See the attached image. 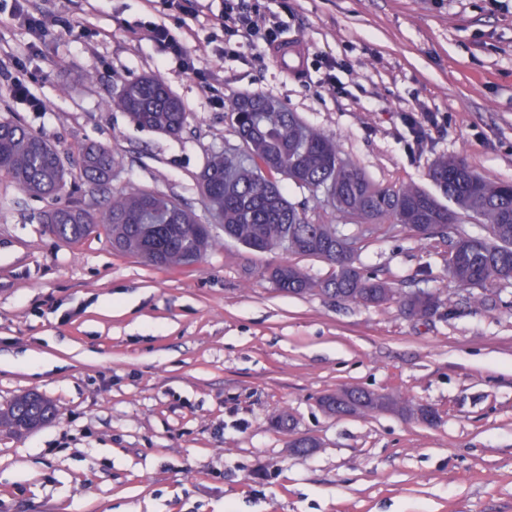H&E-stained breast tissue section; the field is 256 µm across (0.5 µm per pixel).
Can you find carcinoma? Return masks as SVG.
<instances>
[{"label":"carcinoma","mask_w":512,"mask_h":512,"mask_svg":"<svg viewBox=\"0 0 512 512\" xmlns=\"http://www.w3.org/2000/svg\"><path fill=\"white\" fill-rule=\"evenodd\" d=\"M140 127L176 136L186 124L181 103L165 82L145 76L113 100ZM242 148L217 152L206 162L199 187L215 211L224 238L256 252H283L319 258L335 268L322 282L311 280L299 267L281 263L268 271L279 291L303 295L318 291L347 303L370 306L389 303L396 293L386 281L364 275L356 264L355 241L335 224H315L305 210L288 200L283 182L316 194L324 193L336 210L362 221L391 218L411 231L445 235L466 218L482 220L490 236L460 234L450 240L448 272L461 287L512 279V185L485 180L451 158L436 161L431 180L455 205L451 209L425 190L405 185L383 188L342 157L332 137L305 125L293 112L260 96L238 98L231 109ZM116 160L104 146L82 155L85 177L104 185ZM61 153L44 137L18 123L0 118V177L38 196L59 197L67 187ZM43 223L60 239L76 243L102 229L118 253L138 256L165 270L198 263L214 245L210 226L167 196L153 190L112 193L102 211L76 204L56 206ZM469 249L461 264L456 246ZM356 402L379 411L397 410V396L350 390ZM55 416L53 405L28 393L0 411V425L17 433L33 430Z\"/></svg>","instance_id":"obj_1"}]
</instances>
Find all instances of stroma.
<instances>
[{
  "mask_svg": "<svg viewBox=\"0 0 512 512\" xmlns=\"http://www.w3.org/2000/svg\"><path fill=\"white\" fill-rule=\"evenodd\" d=\"M38 2L40 35L0 7V116L57 147L85 204L148 189L210 223L198 176L238 145L230 112L245 95L334 138L381 187L435 192L442 156L512 182V0H249L303 41L298 78L245 42L225 56L223 0L198 15L163 0ZM146 21L185 38L207 82L149 41ZM146 75L180 100V136L113 107ZM15 78L42 111L11 97ZM414 110L441 119L417 151L401 121ZM89 145L119 161L109 187L82 172ZM287 196L356 237L364 272L399 298L433 292L443 308L413 319L399 298L283 294L263 276L282 253L219 229L179 272L113 252L103 233L70 244L41 222L54 199L0 181V407L35 391L58 410L27 434L0 432V512H512V280L460 289L447 239L356 223L292 184ZM344 387L397 392L438 421L327 413L319 397ZM300 437L316 451L291 453Z\"/></svg>",
  "mask_w": 512,
  "mask_h": 512,
  "instance_id": "35a3bbf8",
  "label": "stroma"
}]
</instances>
